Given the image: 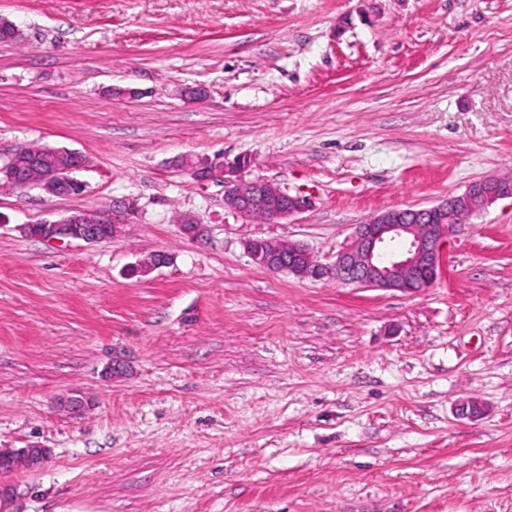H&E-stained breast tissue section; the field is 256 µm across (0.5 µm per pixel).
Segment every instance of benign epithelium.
Masks as SVG:
<instances>
[{
  "instance_id": "7a95c632",
  "label": "benign epithelium",
  "mask_w": 512,
  "mask_h": 512,
  "mask_svg": "<svg viewBox=\"0 0 512 512\" xmlns=\"http://www.w3.org/2000/svg\"><path fill=\"white\" fill-rule=\"evenodd\" d=\"M41 153L51 158L49 168L15 160L0 184L22 190L41 185L54 196H71L83 189V183L74 176L83 167L79 153L48 146L42 147ZM190 174L198 182L223 178L225 198L236 200L238 212L246 217L277 221L290 218L307 206L304 198L293 196L268 181L226 176L222 162L193 165ZM492 184L499 185L501 181L486 179L474 183L463 193L429 207L386 210L356 225L348 243L329 265H300L298 258L309 255V248L289 240L270 243L268 252L254 254L252 259L277 272L316 278L330 275L342 283L362 288L416 294L441 277L448 238L456 225L467 223L474 214L512 194L509 190L491 191ZM127 222L125 211L81 210L58 220L25 224L23 231L46 241L94 243L116 233ZM47 458L48 451L38 446L0 449V512H10L8 505L14 494L13 486L4 477L21 469H37Z\"/></svg>"
}]
</instances>
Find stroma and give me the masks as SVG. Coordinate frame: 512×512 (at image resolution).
<instances>
[{"label": "stroma", "instance_id": "35a3bbf8", "mask_svg": "<svg viewBox=\"0 0 512 512\" xmlns=\"http://www.w3.org/2000/svg\"><path fill=\"white\" fill-rule=\"evenodd\" d=\"M0 17L22 32L0 42V165L66 148L87 185L0 190V448L50 456L12 476V512H512V198L456 229L417 294L245 249L300 241L325 264L380 212L512 180V0H0ZM200 160L312 205L244 218L192 179ZM125 199L100 242L21 230ZM463 400L482 413L457 417Z\"/></svg>", "mask_w": 512, "mask_h": 512}]
</instances>
